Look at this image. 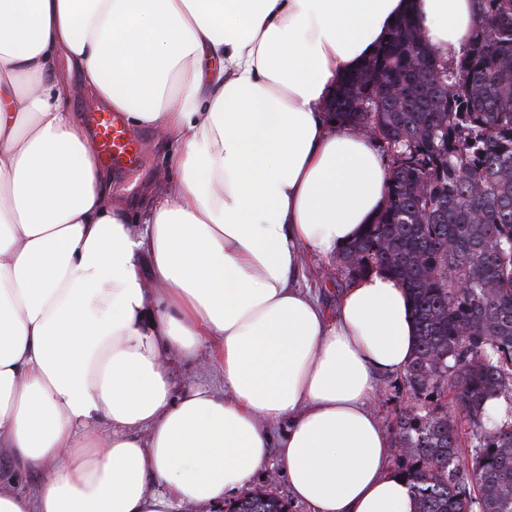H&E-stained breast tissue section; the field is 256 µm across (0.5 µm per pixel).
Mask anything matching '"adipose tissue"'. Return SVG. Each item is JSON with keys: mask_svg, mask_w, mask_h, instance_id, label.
I'll use <instances>...</instances> for the list:
<instances>
[{"mask_svg": "<svg viewBox=\"0 0 512 512\" xmlns=\"http://www.w3.org/2000/svg\"><path fill=\"white\" fill-rule=\"evenodd\" d=\"M408 10L450 60L479 21L476 0H0V512L216 505L273 448L312 512H413L371 408L413 357L407 294L374 271L331 315L299 282L386 203L329 104ZM68 73L176 137L152 197L113 200ZM206 350L223 394L175 388Z\"/></svg>", "mask_w": 512, "mask_h": 512, "instance_id": "adipose-tissue-1", "label": "adipose tissue"}]
</instances>
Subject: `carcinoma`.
I'll use <instances>...</instances> for the list:
<instances>
[{
  "label": "carcinoma",
  "mask_w": 512,
  "mask_h": 512,
  "mask_svg": "<svg viewBox=\"0 0 512 512\" xmlns=\"http://www.w3.org/2000/svg\"><path fill=\"white\" fill-rule=\"evenodd\" d=\"M462 53L440 56L410 14L337 83L332 116L368 128L389 158L388 197L362 237L336 255L353 284L384 269L416 323L398 418V472L413 512H512V0H480ZM450 400L453 412L438 411ZM471 429V464L457 426ZM234 512H288L265 492Z\"/></svg>",
  "instance_id": "carcinoma-1"
}]
</instances>
